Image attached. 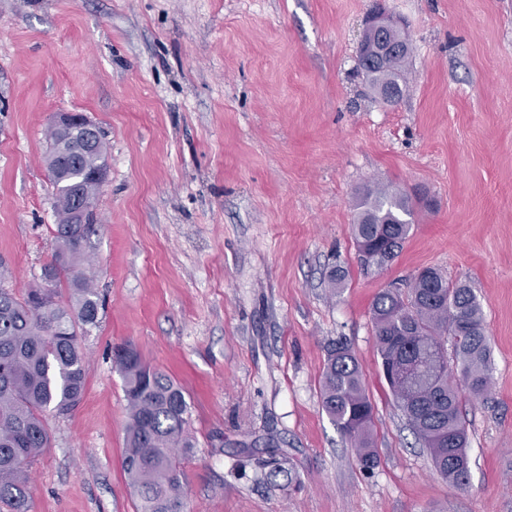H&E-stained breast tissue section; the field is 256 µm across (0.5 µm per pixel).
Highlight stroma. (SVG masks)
Listing matches in <instances>:
<instances>
[{
	"label": "stroma",
	"mask_w": 512,
	"mask_h": 512,
	"mask_svg": "<svg viewBox=\"0 0 512 512\" xmlns=\"http://www.w3.org/2000/svg\"><path fill=\"white\" fill-rule=\"evenodd\" d=\"M380 5L412 46L392 106L353 74ZM57 112L109 143L86 243L103 307L80 404L47 417L33 512H138L122 343L186 393L187 512H512V0H0V262L18 291L54 252ZM373 186L420 201L381 272L352 231ZM427 267L471 285L492 348L489 396L462 401L461 489L397 408L373 337L376 295ZM336 340L374 406L368 472L321 405ZM271 439L297 483L259 465Z\"/></svg>",
	"instance_id": "stroma-1"
}]
</instances>
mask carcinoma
I'll return each mask as SVG.
<instances>
[{
    "instance_id": "carcinoma-1",
    "label": "carcinoma",
    "mask_w": 512,
    "mask_h": 512,
    "mask_svg": "<svg viewBox=\"0 0 512 512\" xmlns=\"http://www.w3.org/2000/svg\"><path fill=\"white\" fill-rule=\"evenodd\" d=\"M378 56L361 48L357 71L373 94L396 103L407 84L412 53L397 26L382 31ZM104 137L86 145L76 138L63 151L48 154L52 181L56 249L43 269L45 287L17 293L0 287V503L10 512H32V462L50 446L49 412L63 415L81 401L85 352L80 329L97 323L100 297L93 286L90 255L84 243L90 224L70 223V185L94 201L100 189L84 174L106 160ZM354 237L362 264L387 266L409 237L415 206L404 192L367 187L355 200ZM372 323L381 368L397 407L450 485L469 484L471 458L461 410V393L483 399L490 392V347L483 307L474 290L448 281L428 268L408 293L386 289L372 304ZM123 380L127 423L123 470L140 500V512H185L180 458L196 441L187 430L190 404L183 388L152 369L131 345L114 351ZM321 403L330 420L357 448L364 470L377 465L372 436L374 407L362 369L348 345L329 346Z\"/></svg>"
}]
</instances>
